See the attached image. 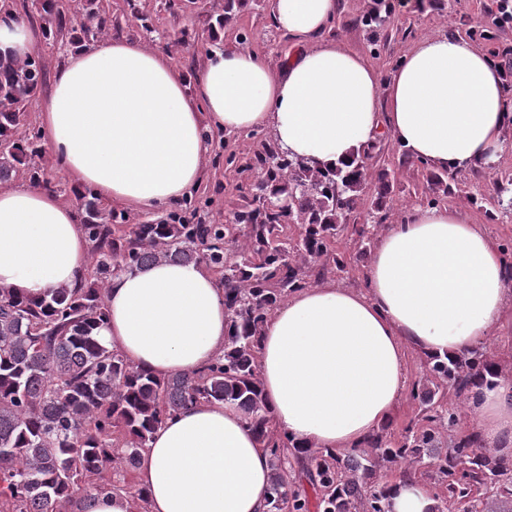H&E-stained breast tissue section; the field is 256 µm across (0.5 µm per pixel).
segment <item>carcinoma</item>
Returning <instances> with one entry per match:
<instances>
[{
  "label": "carcinoma",
  "mask_w": 512,
  "mask_h": 512,
  "mask_svg": "<svg viewBox=\"0 0 512 512\" xmlns=\"http://www.w3.org/2000/svg\"><path fill=\"white\" fill-rule=\"evenodd\" d=\"M31 7L46 38L67 36L77 48L120 27L102 13L100 0H80L74 11L57 0H31ZM45 75L37 52L23 59L0 54V183L23 171L35 186L51 184L37 164L41 133L26 127ZM245 169L258 176L233 224L205 223L190 198L157 222L130 224L126 215L104 213L92 190L78 192L94 275L37 300L0 288V512H61L76 494L120 490L112 473L137 464L167 418L201 401L238 408L268 449V512H388L376 479L388 466L430 481L432 512H512V455L456 434L459 403L492 364L487 346L423 359L411 390L418 422L402 438L385 425L353 454L309 449L294 460L284 452L288 444L272 429L260 387L262 329L293 291L346 267L333 240L373 172L364 155L324 168L283 158L271 140ZM265 196L291 200V211L264 208ZM386 220L383 214L374 224L353 225L362 254ZM159 260L204 263L224 288L227 342L193 374L159 378L138 370L98 336L109 279ZM296 463L301 470L292 481L288 470Z\"/></svg>",
  "instance_id": "obj_1"
}]
</instances>
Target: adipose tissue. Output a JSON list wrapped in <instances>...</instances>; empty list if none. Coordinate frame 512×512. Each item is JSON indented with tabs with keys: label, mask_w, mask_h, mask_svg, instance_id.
<instances>
[{
	"label": "adipose tissue",
	"mask_w": 512,
	"mask_h": 512,
	"mask_svg": "<svg viewBox=\"0 0 512 512\" xmlns=\"http://www.w3.org/2000/svg\"><path fill=\"white\" fill-rule=\"evenodd\" d=\"M337 0H273L291 37L279 67L241 47L208 49L193 72L144 42L112 36L55 67L39 103L44 143L65 172L112 206L175 207L201 184L212 131L269 129L290 155L324 167L380 130L413 158L454 173L493 164L512 97L483 51L448 34L418 39L389 79L324 40ZM42 37L0 18V52L23 58ZM89 245L77 209L18 183L0 189V287L38 297L77 286ZM107 347L167 377L200 370L228 336L224 290L203 263L160 261L112 277ZM512 307V264L498 242L447 205L414 204L378 236L362 285L293 292L268 318L263 397L291 446L347 452L371 438L407 389L408 350L441 356L490 343ZM482 446L512 454V374H484L465 397ZM150 512H266L270 455L244 415L199 403L167 419L138 462ZM389 512H431L432 486L400 477Z\"/></svg>",
	"instance_id": "obj_1"
}]
</instances>
